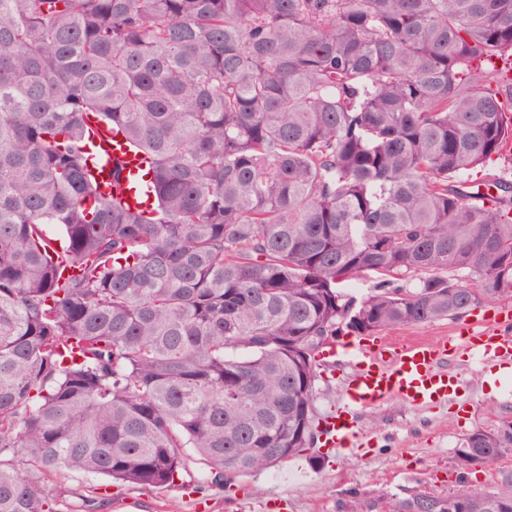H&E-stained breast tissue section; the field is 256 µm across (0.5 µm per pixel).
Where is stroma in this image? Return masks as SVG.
<instances>
[{"mask_svg":"<svg viewBox=\"0 0 512 512\" xmlns=\"http://www.w3.org/2000/svg\"><path fill=\"white\" fill-rule=\"evenodd\" d=\"M460 388L450 403L413 407L391 399L357 414L362 450L330 451L313 444L283 464L240 477L226 492L206 484V465L189 454L174 483L150 488L110 478L64 471L54 477L64 500L60 512H74L80 496L95 494L97 512H272L269 498L284 497L281 512H371L383 501L423 490L438 496L465 489L467 482L497 491L512 472V453L469 473L459 467L464 438L512 420V368L489 370L478 361L448 364ZM353 367L343 356L322 362L316 383L315 415L336 411L344 401Z\"/></svg>","mask_w":512,"mask_h":512,"instance_id":"1","label":"stroma"}]
</instances>
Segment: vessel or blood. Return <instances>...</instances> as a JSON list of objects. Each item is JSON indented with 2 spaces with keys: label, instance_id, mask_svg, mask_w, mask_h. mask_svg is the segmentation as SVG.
<instances>
[{
  "label": "vessel or blood",
  "instance_id": "obj_1",
  "mask_svg": "<svg viewBox=\"0 0 512 512\" xmlns=\"http://www.w3.org/2000/svg\"><path fill=\"white\" fill-rule=\"evenodd\" d=\"M96 139L111 141L109 150L125 175H136L146 157L132 151L122 138L111 137L95 119H88ZM342 353L355 366L346 387V400L321 427L322 445L338 450L353 449L360 441L356 426L359 409L376 406L397 397L411 406L448 399L458 388V379L444 370L447 360L467 357L496 367L512 362V309H497L492 318L460 327L456 335L427 343L393 345L384 340L361 338L328 345L327 356Z\"/></svg>",
  "mask_w": 512,
  "mask_h": 512
}]
</instances>
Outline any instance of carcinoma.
I'll return each instance as SVG.
<instances>
[{"instance_id":"cac0c4a2","label":"carcinoma","mask_w":512,"mask_h":512,"mask_svg":"<svg viewBox=\"0 0 512 512\" xmlns=\"http://www.w3.org/2000/svg\"><path fill=\"white\" fill-rule=\"evenodd\" d=\"M494 58L512 0H0V512H56L62 468L166 485L189 450L229 490L310 447L342 330L511 299L512 182L463 179L512 162ZM92 115L147 155L150 210L102 191ZM508 453L512 421L459 463Z\"/></svg>"}]
</instances>
